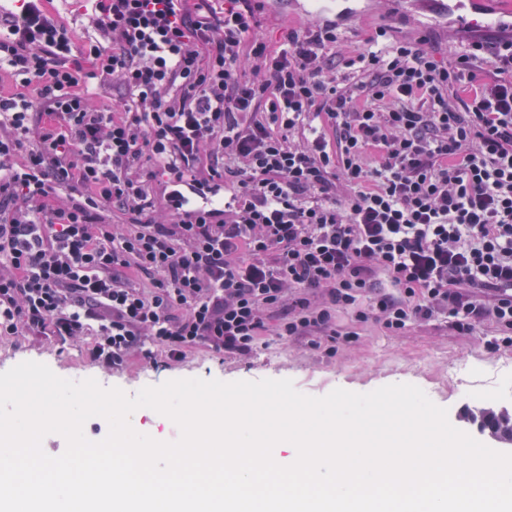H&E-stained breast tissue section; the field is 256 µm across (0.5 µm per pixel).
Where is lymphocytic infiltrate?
<instances>
[{"label":"lymphocytic infiltrate","mask_w":512,"mask_h":512,"mask_svg":"<svg viewBox=\"0 0 512 512\" xmlns=\"http://www.w3.org/2000/svg\"><path fill=\"white\" fill-rule=\"evenodd\" d=\"M93 2L105 47L75 50L42 0L0 21L22 85L0 94L1 339L92 330L106 368L270 331L331 355L352 307L512 344V36L444 63L382 27L343 52L328 20L273 46L267 0ZM83 80L121 95L89 105Z\"/></svg>","instance_id":"obj_1"}]
</instances>
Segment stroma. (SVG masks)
<instances>
[{
    "instance_id": "obj_1",
    "label": "stroma",
    "mask_w": 512,
    "mask_h": 512,
    "mask_svg": "<svg viewBox=\"0 0 512 512\" xmlns=\"http://www.w3.org/2000/svg\"><path fill=\"white\" fill-rule=\"evenodd\" d=\"M47 9L72 29L76 45L102 41L88 0H49ZM390 25L400 36L430 31L443 48L467 34L466 29L440 18L432 0H411L406 12L396 15ZM336 328L355 331L357 338L337 346L332 356L311 347L305 337L282 342L271 336L265 347L250 355L198 350L178 365H168L159 357L119 369H106L90 361L94 335L66 343L44 336H21L0 341V372L35 361L46 364L57 376L80 381L92 378L102 387H117L131 396L146 386L187 378L223 382L289 379L300 393L314 397L337 388L368 393L386 385L412 384L446 408L454 425L464 410L512 405V393H499L487 383L494 371L512 369V346H488L483 328L464 336L444 321L435 320L390 336L375 321H356L349 310L337 311Z\"/></svg>"
}]
</instances>
